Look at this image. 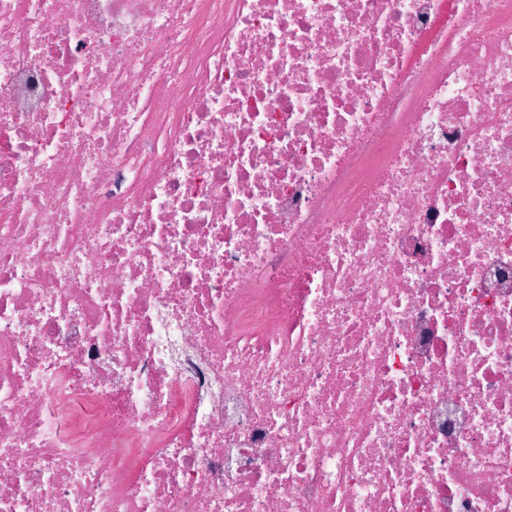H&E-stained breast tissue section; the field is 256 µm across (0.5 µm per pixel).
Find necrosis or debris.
<instances>
[{"label":"necrosis or debris","mask_w":512,"mask_h":512,"mask_svg":"<svg viewBox=\"0 0 512 512\" xmlns=\"http://www.w3.org/2000/svg\"><path fill=\"white\" fill-rule=\"evenodd\" d=\"M0 512H512V0H0Z\"/></svg>","instance_id":"4bbe7bcc"}]
</instances>
